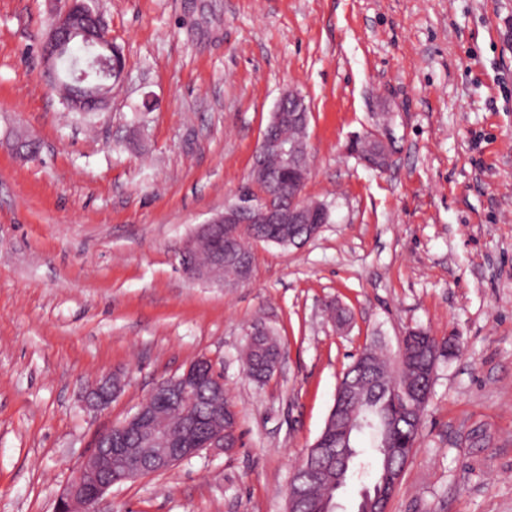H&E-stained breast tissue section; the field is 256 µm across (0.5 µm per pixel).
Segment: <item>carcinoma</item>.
I'll return each instance as SVG.
<instances>
[{
  "mask_svg": "<svg viewBox=\"0 0 512 512\" xmlns=\"http://www.w3.org/2000/svg\"><path fill=\"white\" fill-rule=\"evenodd\" d=\"M260 192L268 193L275 185L288 184L287 172L270 156L253 176ZM273 232L269 224L241 225L238 248L251 250L257 242ZM314 236L308 224H295L278 236L276 244L296 246ZM436 348V337L419 330L410 333L399 352L400 370L394 375L386 360L368 348L354 360L336 387L334 405L319 435L320 447L308 450L294 474L304 484L305 499L289 504L288 512H324V504L336 499L339 490L360 470L373 469L367 512L384 507L397 480L396 467L405 463L414 448L422 411L432 385L426 384L423 371ZM279 355L274 332L248 336L243 367L248 376L262 382L271 375ZM200 410L215 423L224 424L229 446H235L238 434L237 412L227 395H214L199 403Z\"/></svg>",
  "mask_w": 512,
  "mask_h": 512,
  "instance_id": "1",
  "label": "carcinoma"
}]
</instances>
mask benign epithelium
Masks as SVG:
<instances>
[{
    "mask_svg": "<svg viewBox=\"0 0 512 512\" xmlns=\"http://www.w3.org/2000/svg\"><path fill=\"white\" fill-rule=\"evenodd\" d=\"M43 58L70 112L103 110L112 99V89L123 77L124 66L112 56V38L102 19L76 7V0H68V7L54 16L43 43ZM308 121L309 108L304 97L290 90L277 102L258 146L257 155L261 158L273 152L293 161L288 171L294 189L288 201L274 194L238 196L234 204L224 206V212L200 225L183 247L181 260L190 259L198 244L208 241L211 248L208 268L214 269L209 278L224 283V264L230 263L245 280L249 256L237 249L235 225L328 223L329 206L310 201L303 194L310 174L308 160L300 153L306 148L305 142L286 140L278 135L279 127L284 124L306 127ZM376 142L378 151L360 154L358 158L372 168L382 169L388 163V151L381 139ZM206 269L195 267L189 277L196 279ZM208 365L209 359H198L179 376L158 382L148 397L150 401L154 399L162 406H175L181 411L183 422L177 428L168 429L158 424L143 405L121 423L99 434L93 451L78 465L61 495L57 512H99V502L116 484L167 472L203 450H224V427L199 431L193 407V398L198 392L224 390V381L217 375L207 380L201 377V369ZM120 390V384L106 376L90 388L86 402L95 410H104ZM132 435L151 452L128 447Z\"/></svg>",
    "mask_w": 512,
    "mask_h": 512,
    "instance_id": "7a95c632",
    "label": "benign epithelium"
}]
</instances>
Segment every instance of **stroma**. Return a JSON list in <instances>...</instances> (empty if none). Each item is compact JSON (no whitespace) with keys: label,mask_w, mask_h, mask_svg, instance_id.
I'll return each mask as SVG.
<instances>
[{"label":"stroma","mask_w":512,"mask_h":512,"mask_svg":"<svg viewBox=\"0 0 512 512\" xmlns=\"http://www.w3.org/2000/svg\"><path fill=\"white\" fill-rule=\"evenodd\" d=\"M67 5L0 0V512H56L97 436L201 357L241 447L115 485L102 512H287L354 358L417 328L458 350L391 512H512V0H93L125 71L86 115L41 55ZM290 89L329 223L255 244L248 283L189 280L182 247L249 184ZM369 132L384 169L350 149ZM258 321L281 351L263 383L239 359ZM106 374L122 392L90 409Z\"/></svg>","instance_id":"1"}]
</instances>
